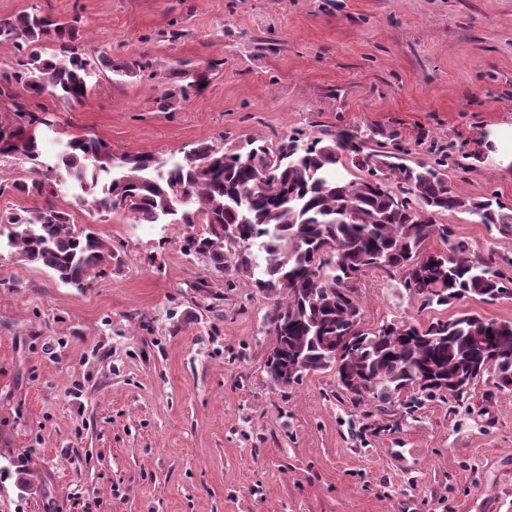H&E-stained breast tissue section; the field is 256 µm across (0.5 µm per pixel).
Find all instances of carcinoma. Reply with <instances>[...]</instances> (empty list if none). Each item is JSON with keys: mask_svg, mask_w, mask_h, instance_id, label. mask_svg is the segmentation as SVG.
Masks as SVG:
<instances>
[{"mask_svg": "<svg viewBox=\"0 0 512 512\" xmlns=\"http://www.w3.org/2000/svg\"><path fill=\"white\" fill-rule=\"evenodd\" d=\"M79 32L75 18L0 17V43L26 57L20 69L0 74V96L11 95L14 85L32 98L82 103L91 74L112 70V59L79 53ZM45 40L55 44L49 59L38 50ZM54 119L43 106L37 112L18 105L0 116V155L32 164L24 179L1 174L0 195L46 198L42 207L0 213V238L21 260L74 288L89 287L92 277L119 264L105 239L77 231L71 215L48 201L54 171L99 213L121 210L136 224L208 225V234L184 237V253L208 258L215 272L231 276L228 286L244 281L274 298L275 350L284 364L301 363L296 383L332 368L327 354L340 347V372L366 383L359 402L390 403L403 383L420 376L452 383L492 373L497 389L512 390V322L462 312L422 326L402 320L361 329L352 280L369 269L397 271L403 285L421 282L427 293L411 298L423 309L465 297H512V274L441 222L448 213H466L512 236V209L496 194L470 197L452 183L446 167L453 146L439 149L432 165L397 163L408 153L399 143L338 128L277 145L258 138L200 144L168 163L147 153L116 157L103 139L79 135L48 166L40 160L41 137ZM180 195L188 206H180ZM432 238L448 251H426Z\"/></svg>", "mask_w": 512, "mask_h": 512, "instance_id": "cac0c4a2", "label": "carcinoma"}]
</instances>
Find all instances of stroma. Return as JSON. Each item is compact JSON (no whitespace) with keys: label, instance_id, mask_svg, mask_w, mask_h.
I'll return each mask as SVG.
<instances>
[{"label":"stroma","instance_id":"obj_1","mask_svg":"<svg viewBox=\"0 0 512 512\" xmlns=\"http://www.w3.org/2000/svg\"><path fill=\"white\" fill-rule=\"evenodd\" d=\"M34 10L146 66L92 77L80 105L46 99V163L85 133L172 162L191 143L360 128L398 133L415 161L453 143V183L512 208L485 139L512 121V0H0V16ZM181 62L184 90L159 108ZM54 203L122 266L79 290L0 248V512H512V391L491 376L412 410L354 401L332 369L275 385L272 299L181 250L206 225L94 214L68 180ZM443 221L512 262L511 237ZM357 287L368 330L512 322V298L424 309L380 270Z\"/></svg>","mask_w":512,"mask_h":512}]
</instances>
